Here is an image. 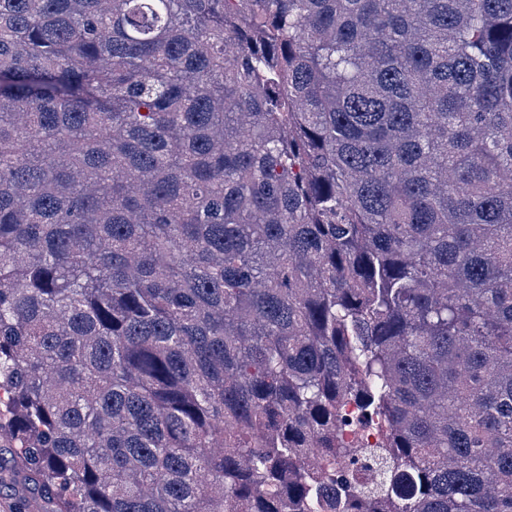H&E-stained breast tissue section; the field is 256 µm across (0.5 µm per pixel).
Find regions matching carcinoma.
I'll list each match as a JSON object with an SVG mask.
<instances>
[{
	"mask_svg": "<svg viewBox=\"0 0 512 512\" xmlns=\"http://www.w3.org/2000/svg\"><path fill=\"white\" fill-rule=\"evenodd\" d=\"M0 447L44 512H512V0H0Z\"/></svg>",
	"mask_w": 512,
	"mask_h": 512,
	"instance_id": "cac0c4a2",
	"label": "carcinoma"
}]
</instances>
